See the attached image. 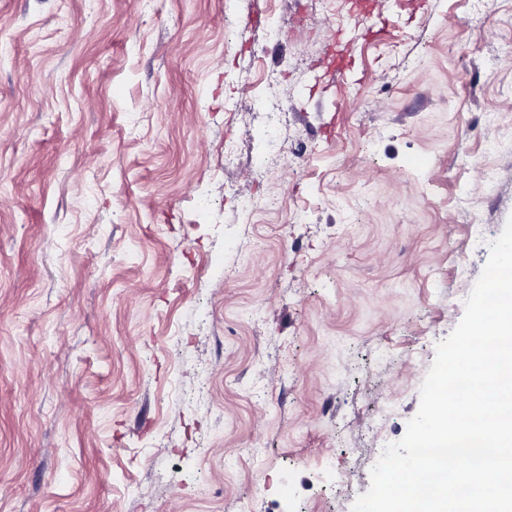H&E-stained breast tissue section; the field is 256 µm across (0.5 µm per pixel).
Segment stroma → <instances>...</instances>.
Masks as SVG:
<instances>
[{
  "label": "stroma",
  "instance_id": "obj_1",
  "mask_svg": "<svg viewBox=\"0 0 512 512\" xmlns=\"http://www.w3.org/2000/svg\"><path fill=\"white\" fill-rule=\"evenodd\" d=\"M511 100L512 0H0V512H352L512 217Z\"/></svg>",
  "mask_w": 512,
  "mask_h": 512
}]
</instances>
